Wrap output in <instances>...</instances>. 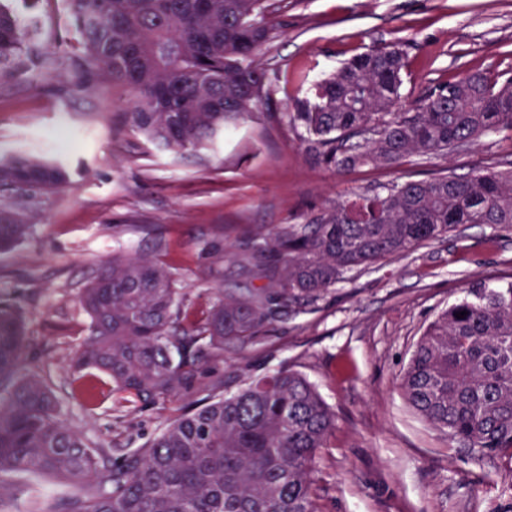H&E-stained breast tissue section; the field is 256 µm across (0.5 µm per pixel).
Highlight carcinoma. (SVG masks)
Instances as JSON below:
<instances>
[{"mask_svg":"<svg viewBox=\"0 0 512 512\" xmlns=\"http://www.w3.org/2000/svg\"><path fill=\"white\" fill-rule=\"evenodd\" d=\"M83 67L132 93L133 131L176 151L196 150L271 99L263 48L282 28L273 0H68ZM26 33L0 8V66L19 63ZM408 67L398 40L359 53L308 88L289 123L317 165L339 171L399 166L447 155L489 133L512 138V73L438 84L398 112ZM63 167L33 155L0 162V185L55 191ZM463 224L512 230V168L411 179L342 199L305 224L251 237L243 256L266 283L201 312L148 254L114 256L80 289L88 316L69 360L70 386L96 404L95 372L146 404L187 396L224 344L247 345L292 308L313 306L344 275ZM31 230L0 209V251ZM465 311L459 319L456 314ZM37 340L15 309L0 307V512L19 490L26 512H316L313 462L334 416L299 372L280 369L208 397L118 461L63 418L53 393L18 362ZM414 412L451 445L512 459V282L478 286L424 331L399 381ZM71 488L52 507L36 478Z\"/></svg>","mask_w":512,"mask_h":512,"instance_id":"obj_1","label":"carcinoma"}]
</instances>
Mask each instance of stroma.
I'll return each mask as SVG.
<instances>
[{
	"label": "stroma",
	"mask_w": 512,
	"mask_h": 512,
	"mask_svg": "<svg viewBox=\"0 0 512 512\" xmlns=\"http://www.w3.org/2000/svg\"><path fill=\"white\" fill-rule=\"evenodd\" d=\"M7 4L31 37L19 70H0V160L36 154L62 163L67 182L55 193L0 189V205L22 210L31 226L0 252V306L18 309L40 344L23 370L42 376L66 420L98 443L144 447L202 398L147 407L105 384L94 412L80 408L68 328L85 323L77 294L103 262L155 256L202 310L215 289L239 296L254 286L234 258L248 234L306 223L337 200L409 179L512 167V141L501 133L452 155L339 172L309 160L302 128L286 118L305 95L292 72L314 81L398 39L409 60L403 112L431 85L512 69V0H283L281 34L264 50L272 104L186 152L134 133L129 92L78 67L66 0ZM511 275L512 231L466 224L349 271L314 308L267 324L255 343L227 346L212 369L228 392L282 368L317 387L336 419L313 463L319 512H512V460L449 447L399 388L425 327L474 280L496 286Z\"/></svg>",
	"instance_id": "obj_1"
}]
</instances>
